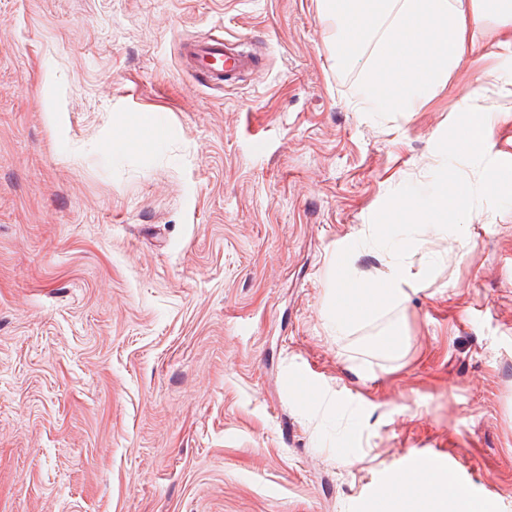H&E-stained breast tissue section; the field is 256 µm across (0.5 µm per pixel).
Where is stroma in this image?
<instances>
[{"instance_id":"obj_1","label":"stroma","mask_w":512,"mask_h":512,"mask_svg":"<svg viewBox=\"0 0 512 512\" xmlns=\"http://www.w3.org/2000/svg\"><path fill=\"white\" fill-rule=\"evenodd\" d=\"M210 37L259 72L201 85L181 46ZM501 40L376 114L318 0H0V512H374L432 455L512 512V208L425 238L436 271L378 319L330 312L343 248L387 271L372 218L458 115L512 162Z\"/></svg>"}]
</instances>
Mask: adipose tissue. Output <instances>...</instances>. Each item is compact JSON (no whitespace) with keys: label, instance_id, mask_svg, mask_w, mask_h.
Wrapping results in <instances>:
<instances>
[{"label":"adipose tissue","instance_id":"ef3b65f1","mask_svg":"<svg viewBox=\"0 0 512 512\" xmlns=\"http://www.w3.org/2000/svg\"><path fill=\"white\" fill-rule=\"evenodd\" d=\"M335 25L336 64L362 62L355 96L369 112H411L444 85L489 21L512 26V0H319ZM381 512H496L442 473L407 470L391 477ZM428 492L409 494L420 481Z\"/></svg>","mask_w":512,"mask_h":512}]
</instances>
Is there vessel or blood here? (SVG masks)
<instances>
[{
    "label": "vessel or blood",
    "mask_w": 512,
    "mask_h": 512,
    "mask_svg": "<svg viewBox=\"0 0 512 512\" xmlns=\"http://www.w3.org/2000/svg\"><path fill=\"white\" fill-rule=\"evenodd\" d=\"M185 66L209 85L231 80L235 75L254 70L258 57L243 51H233L222 38L185 44L182 51Z\"/></svg>",
    "instance_id": "vessel-or-blood-1"
}]
</instances>
